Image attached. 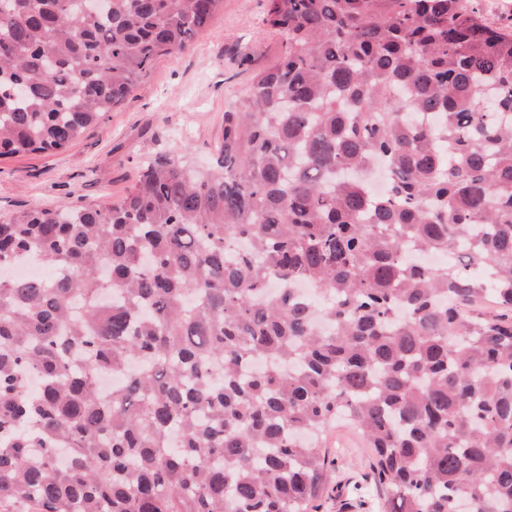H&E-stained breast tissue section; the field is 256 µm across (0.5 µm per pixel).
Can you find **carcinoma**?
<instances>
[{
  "label": "carcinoma",
  "instance_id": "cac0c4a2",
  "mask_svg": "<svg viewBox=\"0 0 512 512\" xmlns=\"http://www.w3.org/2000/svg\"><path fill=\"white\" fill-rule=\"evenodd\" d=\"M222 2L0 0V157L67 148ZM265 23L285 50L208 166L160 151L117 202L0 220V265L50 272L0 282V512H315L339 416L382 512H512V24Z\"/></svg>",
  "mask_w": 512,
  "mask_h": 512
}]
</instances>
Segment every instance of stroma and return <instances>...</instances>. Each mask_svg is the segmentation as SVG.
Here are the masks:
<instances>
[{
    "mask_svg": "<svg viewBox=\"0 0 512 512\" xmlns=\"http://www.w3.org/2000/svg\"><path fill=\"white\" fill-rule=\"evenodd\" d=\"M269 0H223L176 58L157 57L135 91L68 148L0 159V217L63 202L121 199L143 161L159 150H190L206 163L225 110L239 105L258 70L281 56L284 36L263 19ZM331 464L319 512H377L382 493L373 455L346 422L326 436Z\"/></svg>",
    "mask_w": 512,
    "mask_h": 512,
    "instance_id": "stroma-1",
    "label": "stroma"
}]
</instances>
